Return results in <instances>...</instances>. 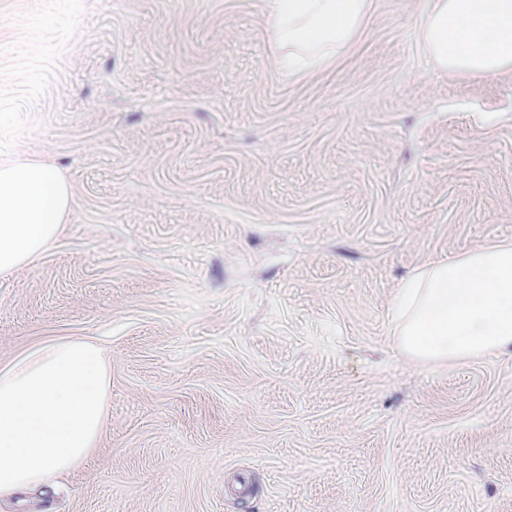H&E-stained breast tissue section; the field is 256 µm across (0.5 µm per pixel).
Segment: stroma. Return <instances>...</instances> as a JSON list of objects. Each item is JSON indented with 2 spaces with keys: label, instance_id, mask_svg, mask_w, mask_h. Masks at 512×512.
<instances>
[{
  "label": "stroma",
  "instance_id": "35a3bbf8",
  "mask_svg": "<svg viewBox=\"0 0 512 512\" xmlns=\"http://www.w3.org/2000/svg\"><path fill=\"white\" fill-rule=\"evenodd\" d=\"M272 0H0V159L74 205L0 279V367L94 337L81 469L0 512H512V356L423 363L397 286L512 242V72L441 71L425 0H374L321 72Z\"/></svg>",
  "mask_w": 512,
  "mask_h": 512
}]
</instances>
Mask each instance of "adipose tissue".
I'll use <instances>...</instances> for the list:
<instances>
[{
  "instance_id": "1",
  "label": "adipose tissue",
  "mask_w": 512,
  "mask_h": 512,
  "mask_svg": "<svg viewBox=\"0 0 512 512\" xmlns=\"http://www.w3.org/2000/svg\"><path fill=\"white\" fill-rule=\"evenodd\" d=\"M419 41L445 71L512 70V0H428ZM373 0H274L276 64L296 79L330 65L362 32ZM66 178L38 159L0 161V278L56 240L72 206ZM395 336L424 362L512 355V244L417 269L395 290ZM112 362L90 339L38 344L0 368V497L86 463L101 436Z\"/></svg>"
}]
</instances>
